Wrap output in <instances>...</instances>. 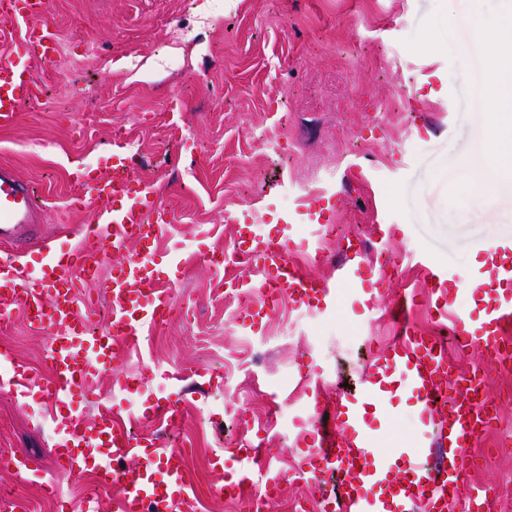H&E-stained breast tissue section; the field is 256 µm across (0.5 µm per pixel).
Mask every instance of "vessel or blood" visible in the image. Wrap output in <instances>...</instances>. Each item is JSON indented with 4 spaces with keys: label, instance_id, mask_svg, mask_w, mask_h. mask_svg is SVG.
<instances>
[{
    "label": "vessel or blood",
    "instance_id": "vessel-or-blood-1",
    "mask_svg": "<svg viewBox=\"0 0 512 512\" xmlns=\"http://www.w3.org/2000/svg\"><path fill=\"white\" fill-rule=\"evenodd\" d=\"M51 0H0V16L20 19L24 36L0 53V126H13L20 112L36 102L39 89L33 77L34 63L53 58L57 37L48 18ZM111 173L106 177L77 174L81 197L96 202L94 221L66 251L45 248L34 266L0 258V320L8 321L19 309L39 329L47 331L45 355L50 375L40 378L23 365H15L0 377V385L12 389L36 386L56 403L68 405L77 392L96 378L114 376L120 391L138 390L141 379L115 372V363L135 349L142 336L160 328L168 319L171 292L180 280L175 262H157L151 252L125 254L129 240L153 242L160 238L170 214L161 206L154 187L142 180L128 156L112 153ZM335 190L299 196V208L288 214L287 230L276 236L257 232L252 217L238 220L236 246L250 254L264 279L247 283L257 295V317L273 315L280 299L317 315L338 310L340 298L373 256L383 254L390 236L389 225L377 228L373 244L348 241L336 265L333 280H311L294 269L290 254L302 241L314 256H324L325 230L334 223ZM44 209L30 184L6 164L0 165V242H24L41 237ZM309 234H301V226ZM123 254L109 275H102V260ZM492 265L488 272L464 271L459 285L481 288L480 318L457 312L448 291V268L425 251L407 254L426 281L432 313L439 323L449 324L453 336L481 348L483 372L455 373L448 356L435 341L406 331L402 340L376 349L358 397L332 403L311 387L305 414L314 426L303 429L308 443L299 453L291 477L318 482L323 473L337 470V490L323 497L322 512H457L463 463L478 435L496 418L493 400L474 407L459 397L460 388L477 386L482 374L496 372L501 359L512 354V240L486 245ZM96 283L104 293L109 315L103 330L89 329L78 308V280ZM400 394L420 409L425 440L383 452L370 418L390 421L388 406ZM161 427L175 429L180 403L167 400L154 408ZM67 436L59 450L62 473L81 472L93 460L101 486H118L113 512H178L192 492L184 477V452L160 448L156 439L134 436L114 418L111 409L98 413L91 424L70 416ZM83 456H76V449ZM236 465L227 468L223 455L214 464L225 472L216 488L218 495L236 497L244 484H253L259 497L278 490V474L260 473L249 449H238Z\"/></svg>",
    "mask_w": 512,
    "mask_h": 512
}]
</instances>
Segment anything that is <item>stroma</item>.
Listing matches in <instances>:
<instances>
[{
	"label": "stroma",
	"instance_id": "stroma-1",
	"mask_svg": "<svg viewBox=\"0 0 512 512\" xmlns=\"http://www.w3.org/2000/svg\"><path fill=\"white\" fill-rule=\"evenodd\" d=\"M50 24L60 54L34 64L43 94L17 125L0 128V163L34 186L61 249L93 221L70 172H107L112 130L122 126L145 157L140 175L174 213L157 249L181 252L173 301L191 318L153 331L118 361L120 373L144 374L137 393L115 394L105 378L65 410L36 390L0 389V454L24 459L20 471L0 470V492L25 500L29 512H81L90 495L112 512L114 490L88 471L62 474L56 458L63 413L89 422L106 403L135 432L168 447L192 444L184 472L194 494L183 512H288L296 501L318 512L312 483L283 482L264 503L249 489L234 501L213 494L212 457L233 438L258 449L261 467L289 474L309 368L321 366L323 397L339 400L359 388L372 349L404 328L434 326L426 306L399 308L404 290L422 285L401 256L423 249L463 271L482 266L486 241L512 240V192L472 193L490 161L492 128L512 127V70L500 73L497 110L484 111L492 49L475 33L512 31V0H226L221 8L216 0H53ZM172 96L171 120L148 123ZM276 140L287 157L268 153ZM403 151L414 157L405 176L382 188L361 177ZM299 184L341 189L336 222L366 241L381 221L393 224L386 250L399 265L374 308L347 293L336 315L322 317L285 301L255 324L231 284L260 271L239 264L226 273L204 260L223 251L236 214L250 212L260 232L276 234ZM45 345L21 311L0 324V352L32 370L44 371ZM190 367L223 375L224 384L185 401L173 435L151 410ZM510 431L512 403L481 444L486 462L466 468V484L512 499Z\"/></svg>",
	"mask_w": 512,
	"mask_h": 512
}]
</instances>
